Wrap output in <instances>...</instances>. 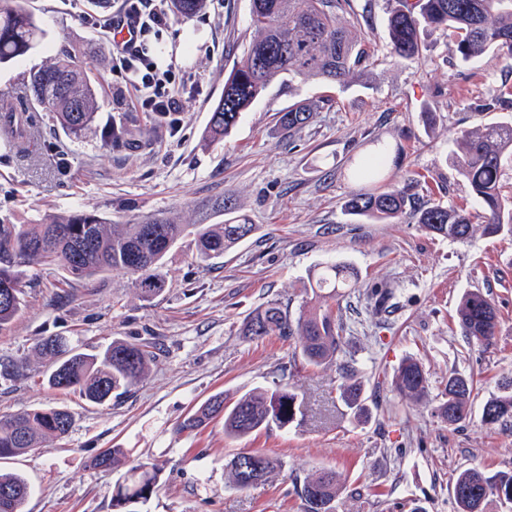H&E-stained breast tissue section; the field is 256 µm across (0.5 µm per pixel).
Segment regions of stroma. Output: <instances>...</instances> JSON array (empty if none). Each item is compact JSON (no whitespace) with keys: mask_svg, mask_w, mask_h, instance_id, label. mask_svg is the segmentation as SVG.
I'll use <instances>...</instances> for the list:
<instances>
[{"mask_svg":"<svg viewBox=\"0 0 512 512\" xmlns=\"http://www.w3.org/2000/svg\"><path fill=\"white\" fill-rule=\"evenodd\" d=\"M393 0H350L345 20L374 47V65L346 86L316 79L273 82L221 143L203 133L224 91V76L252 36L249 0H208L173 18L150 45L160 65L184 76L181 130L169 135L146 120L137 95L112 72L106 35L85 22L93 0H28L45 31L28 54L0 65V97L30 104L21 72L61 47L92 45L101 53L90 77L98 101L97 126L69 135L53 113L40 114L41 131L25 153L0 135V219L42 224L62 214L93 213L134 224L146 215L222 223L215 201L232 198L255 229L223 257L200 260L190 239L168 254L164 292L141 298L133 275L106 272L72 281L67 298L56 285L63 269L32 265L36 285L12 325L0 331V364L25 360L19 376L0 378V416L30 409L67 408L69 433L46 448L6 461L33 493L24 512H113L119 470L92 466L94 456L121 448L128 465L158 471L156 493L135 512H304L298 490L319 470L340 474L339 512H457L456 475L477 467L512 472V426L488 425L482 405L512 378V235L488 234L483 224L454 242L411 219L381 224L344 212L350 194L372 191L352 176L376 143L399 148L389 185L419 177L420 200L478 212L479 202L446 158L459 128L512 121V57L488 54L462 62L448 33L426 28V48L415 62L387 52ZM336 104L319 107L322 96ZM298 101L314 104L308 125L282 136L280 112ZM129 113L140 146L107 147L102 126ZM349 266L355 287L340 299L345 349L356 352L366 405L354 415L339 398L335 365H303L292 342L275 335L248 338L242 322L275 300L291 316L305 311L310 285L325 264ZM480 290L498 310L491 344L464 336L455 323L464 293ZM62 336L82 352L115 339L152 342L158 350L146 378L127 395L101 405L50 389L39 341ZM429 378V405L401 400L393 376L406 356ZM474 375L472 410L448 425L432 415L445 398L451 371ZM288 386L300 413L284 428L229 440L223 420L192 431L179 424L210 396L227 402L255 388ZM261 451L281 459V470L245 490L234 487L226 463L233 454Z\"/></svg>","mask_w":512,"mask_h":512,"instance_id":"1","label":"stroma"}]
</instances>
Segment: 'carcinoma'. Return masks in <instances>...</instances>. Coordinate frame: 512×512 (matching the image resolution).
Wrapping results in <instances>:
<instances>
[{
  "label": "carcinoma",
  "instance_id": "obj_1",
  "mask_svg": "<svg viewBox=\"0 0 512 512\" xmlns=\"http://www.w3.org/2000/svg\"><path fill=\"white\" fill-rule=\"evenodd\" d=\"M348 0H250L249 27L253 38L244 46L228 75L224 94L214 106L205 139L221 141L237 126L243 112L259 99L267 87L279 79H318L330 84H345L354 71L372 57L366 41L355 37L338 16ZM442 28L452 34L457 52L464 62L489 53L512 56V0H396L388 22V53L401 61L418 60L424 45L420 29ZM44 38L34 14L24 0H0V63L26 55ZM77 56L60 49L38 68L20 74L19 80L35 100L55 113L59 124L70 134L80 136L91 129L97 115L96 92L87 68L76 64ZM311 106L296 103L280 113L279 129L290 137L304 128ZM37 125V113L22 104L0 99V130L21 149ZM104 139L116 148H137L121 114L102 131ZM455 142L453 163L458 175L468 184L483 208L485 230L496 234L512 233V196L502 193V179L512 165V122L461 130ZM390 166L389 148L378 144L374 154L355 169V176L380 184ZM411 178L401 187L379 188L352 195L345 205L347 214L357 219L397 222L412 218L428 232L456 241L466 240L472 230L470 214L441 203L416 205ZM227 219L222 224L194 225V242L204 259L220 257L235 247L254 225L235 215L236 204L227 198L213 206ZM188 225L174 217L151 215L137 224H110L92 213L75 212L56 216L45 224H15L0 220V247L11 241L23 245L41 241L40 252L22 255L23 267L0 265V283L14 284V300H0V330L19 315L24 303L22 282L26 267L32 264L59 266L70 277L83 280L105 271L136 275L135 288L149 300L165 285L163 267L166 256L186 235ZM354 287L347 267L331 263L315 280L322 303L292 318L288 309L269 302L253 311L243 323L245 336L277 335L298 343L300 354L309 366H321L342 357L338 364L341 383L339 396L345 406L359 415L365 411L362 388L356 378L354 355L343 350L344 330L340 310L333 301L339 289ZM456 324L462 334L480 342H490L496 334L498 313L494 303L479 290L466 292L456 310ZM47 359L49 387L78 395L88 403L101 405L119 391H131L146 376L153 357L150 345L114 340L96 353L76 350L60 336H47L38 346ZM428 377L421 363L406 357L399 365L393 389L400 398L420 403L428 393ZM474 379L457 372L448 375L447 400L434 409L437 418L450 425L469 416ZM297 396L287 387L273 390L256 388L229 403L224 394L210 397L179 426L192 432L218 417L224 420V435L239 439L273 426L282 428L296 418ZM485 423H512V379L498 386V393L482 407ZM74 423L73 415L61 408L25 411L0 416V459L9 460L45 447L66 436ZM260 469L242 467L245 454L228 460L235 487L243 490L268 478L281 468V461L257 452ZM110 463L118 469L126 465L119 448L106 450L92 465ZM158 488V472L147 464L130 467L112 490L115 512L149 499ZM340 476L324 470L308 477L299 493L304 512H312L311 500L335 501L339 496ZM458 512H484L489 498L512 506V473L490 475L478 468L461 471L452 487ZM31 494L28 482L18 474L0 471V512H23Z\"/></svg>",
  "mask_w": 512,
  "mask_h": 512
}]
</instances>
